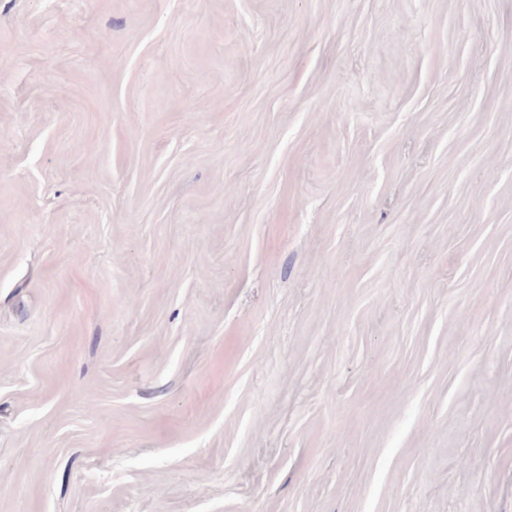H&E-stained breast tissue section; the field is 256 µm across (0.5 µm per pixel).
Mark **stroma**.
<instances>
[{
    "mask_svg": "<svg viewBox=\"0 0 512 512\" xmlns=\"http://www.w3.org/2000/svg\"><path fill=\"white\" fill-rule=\"evenodd\" d=\"M0 512H512V0H0Z\"/></svg>",
    "mask_w": 512,
    "mask_h": 512,
    "instance_id": "35a3bbf8",
    "label": "stroma"
}]
</instances>
